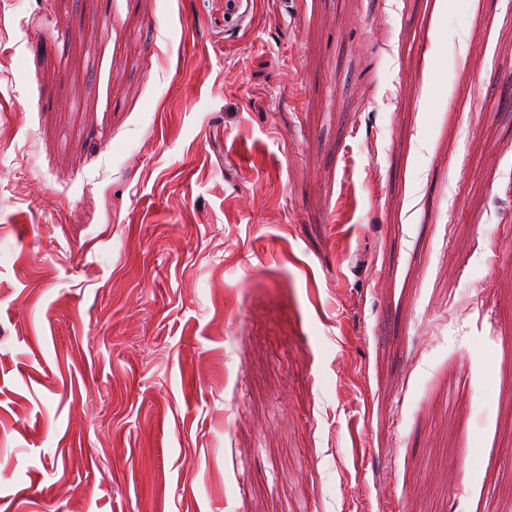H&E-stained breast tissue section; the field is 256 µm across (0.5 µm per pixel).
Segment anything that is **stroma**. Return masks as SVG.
Returning a JSON list of instances; mask_svg holds the SVG:
<instances>
[{"label": "stroma", "mask_w": 512, "mask_h": 512, "mask_svg": "<svg viewBox=\"0 0 512 512\" xmlns=\"http://www.w3.org/2000/svg\"><path fill=\"white\" fill-rule=\"evenodd\" d=\"M511 370L512 0H0V512H512Z\"/></svg>", "instance_id": "1"}]
</instances>
